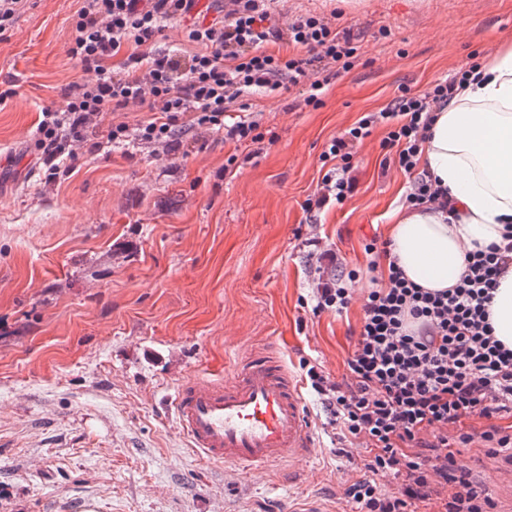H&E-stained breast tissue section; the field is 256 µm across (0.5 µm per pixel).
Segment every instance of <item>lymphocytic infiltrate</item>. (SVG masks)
<instances>
[{
    "label": "lymphocytic infiltrate",
    "instance_id": "lymphocytic-infiltrate-1",
    "mask_svg": "<svg viewBox=\"0 0 512 512\" xmlns=\"http://www.w3.org/2000/svg\"><path fill=\"white\" fill-rule=\"evenodd\" d=\"M68 54L86 73L61 91L62 107L44 108L36 146L47 164L72 160L103 116L119 110L149 113L136 127L113 125L112 143L176 147L184 120L223 132L235 143L257 141L255 122L228 119L229 104L250 89L279 92L309 83L304 103L316 106L326 85L319 72L349 70L359 47L321 16H296L286 27L272 21L274 0H225L222 19L191 20L195 0H78ZM186 20L185 36L199 52L180 60L155 50L168 22ZM297 47L281 55L274 46ZM467 64L422 94L402 92L381 111L364 115L323 153L333 161L315 200L344 203L354 189L349 175L355 143L382 125L381 146L411 175L405 197L412 207L452 211L446 193L419 171L421 147L436 119L477 70ZM388 257L362 305L359 331L335 379L303 361L335 433L337 454L364 448L359 478L341 500L355 512H496V501L455 465L453 446H468L467 420L482 419L489 453L512 463V350L493 334L489 304L498 279L512 264V243L469 251L466 274L455 287L429 291L405 278L388 247L365 244ZM357 270H342L314 294V313L346 312Z\"/></svg>",
    "mask_w": 512,
    "mask_h": 512
}]
</instances>
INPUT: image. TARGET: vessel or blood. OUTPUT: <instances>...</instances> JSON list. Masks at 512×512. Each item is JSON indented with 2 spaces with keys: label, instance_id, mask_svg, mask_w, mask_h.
I'll list each match as a JSON object with an SVG mask.
<instances>
[{
  "label": "vessel or blood",
  "instance_id": "1",
  "mask_svg": "<svg viewBox=\"0 0 512 512\" xmlns=\"http://www.w3.org/2000/svg\"><path fill=\"white\" fill-rule=\"evenodd\" d=\"M174 413L194 451L235 475L309 456L319 441L302 383L272 357L232 363L177 389Z\"/></svg>",
  "mask_w": 512,
  "mask_h": 512
}]
</instances>
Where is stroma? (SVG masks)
<instances>
[{
  "label": "stroma",
  "mask_w": 512,
  "mask_h": 512,
  "mask_svg": "<svg viewBox=\"0 0 512 512\" xmlns=\"http://www.w3.org/2000/svg\"><path fill=\"white\" fill-rule=\"evenodd\" d=\"M77 0H30L0 38V512H336L349 469L305 391L321 446L243 477L203 462L169 403L197 374L280 352L339 378L409 177L385 165L384 128L353 148L343 206L307 214L332 138L403 90L416 93L512 45V0H277L273 21L326 17L360 47L318 107L306 86L244 94L262 141L192 129L167 152L107 142V113L67 173L35 144L41 111L85 74L67 54ZM235 166H226L228 155ZM358 269L347 314L313 315V290ZM473 442L456 463L512 512V465Z\"/></svg>",
  "instance_id": "35a3bbf8"
}]
</instances>
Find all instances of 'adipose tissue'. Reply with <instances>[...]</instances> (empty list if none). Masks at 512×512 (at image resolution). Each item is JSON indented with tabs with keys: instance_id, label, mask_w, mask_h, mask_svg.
<instances>
[{
	"instance_id": "adipose-tissue-1",
	"label": "adipose tissue",
	"mask_w": 512,
	"mask_h": 512,
	"mask_svg": "<svg viewBox=\"0 0 512 512\" xmlns=\"http://www.w3.org/2000/svg\"><path fill=\"white\" fill-rule=\"evenodd\" d=\"M420 161L455 201V214L400 208L388 240L408 280L448 289L466 269L465 252L502 243L512 225V49L491 56L480 80L438 112ZM489 310L495 337L512 349V269L500 278Z\"/></svg>"
}]
</instances>
